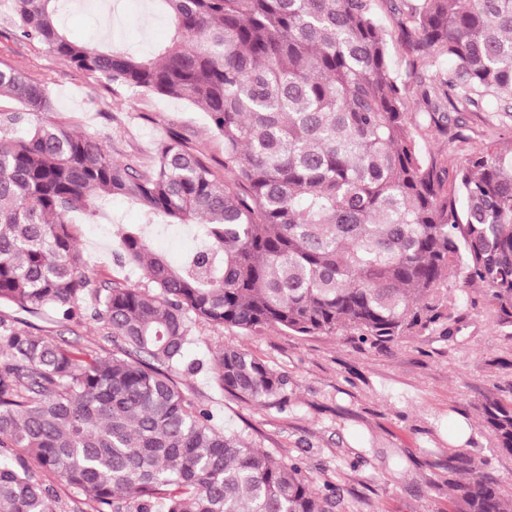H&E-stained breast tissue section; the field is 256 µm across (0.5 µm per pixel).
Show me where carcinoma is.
Instances as JSON below:
<instances>
[{"mask_svg": "<svg viewBox=\"0 0 512 512\" xmlns=\"http://www.w3.org/2000/svg\"><path fill=\"white\" fill-rule=\"evenodd\" d=\"M60 0H14L12 34L45 45L92 80L187 100L224 139V177L174 136L152 164H119L106 141L48 117L50 90L0 68V303L59 323L109 329L105 354L0 318V512H56L25 465L53 471L96 512H331L283 462L224 429L184 394L192 323L250 334L280 328L386 349L457 321L451 279L482 287L512 327V148L487 146L448 185L408 124L512 118V0H399L411 73L441 94L412 102L389 66L374 0H160L170 34L157 56L81 43ZM453 69L443 68V60ZM121 198L143 224L117 231L118 263L152 288L96 283L73 224L99 223ZM194 225L198 245L171 265L148 229ZM221 391L283 397L288 377L227 347L209 363ZM484 424L512 453V401L487 397ZM458 512H512V497L470 460Z\"/></svg>", "mask_w": 512, "mask_h": 512, "instance_id": "carcinoma-1", "label": "carcinoma"}]
</instances>
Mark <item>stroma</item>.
<instances>
[{
  "label": "stroma",
  "instance_id": "stroma-1",
  "mask_svg": "<svg viewBox=\"0 0 512 512\" xmlns=\"http://www.w3.org/2000/svg\"><path fill=\"white\" fill-rule=\"evenodd\" d=\"M392 5L393 0L374 3L388 31L391 66L407 79L410 98L425 91L437 95L436 86L424 90L410 81L412 57ZM12 11L13 0H0V66L48 86L52 120L98 133L121 163H152L160 145L177 135L223 172L224 140L209 128L200 109L94 83L46 46L15 39L8 25ZM59 20L72 39L89 40L94 28L100 39L128 43L144 53L169 35L159 0H66ZM408 121L423 152L440 159L451 173L485 145L512 143V122L489 119L484 112L466 113L458 139L427 126L420 112H409ZM112 217L109 224L76 227L89 268L101 283L120 278L149 287L142 266H119L112 259L119 225L141 223L139 210L116 198ZM150 238L173 264L196 243L193 231L181 225L153 227ZM448 294L457 306L453 337L437 329L383 350L342 336L302 337L277 328L247 334L193 323L195 342L188 359L205 361L236 346L286 373L288 387L279 406L243 401L220 391L204 369L188 378L185 393L217 410L224 426L252 447L283 461H302L314 488L335 487L333 512H451L466 479L454 463L458 456L484 465L501 491L512 495V454L496 447L481 412L485 395L512 400V329L500 324L494 305L462 280L450 281ZM40 324L54 339L99 353L112 349L103 324L61 327L47 315Z\"/></svg>",
  "mask_w": 512,
  "mask_h": 512
}]
</instances>
